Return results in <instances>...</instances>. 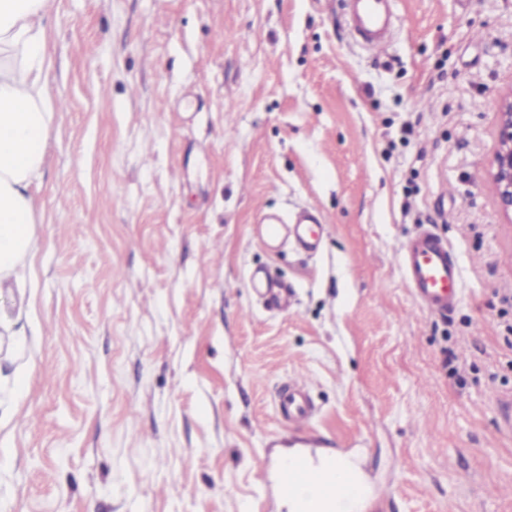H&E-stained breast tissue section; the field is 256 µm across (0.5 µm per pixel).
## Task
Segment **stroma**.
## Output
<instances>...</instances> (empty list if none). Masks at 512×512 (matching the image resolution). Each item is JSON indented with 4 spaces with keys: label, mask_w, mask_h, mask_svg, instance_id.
I'll list each match as a JSON object with an SVG mask.
<instances>
[{
    "label": "stroma",
    "mask_w": 512,
    "mask_h": 512,
    "mask_svg": "<svg viewBox=\"0 0 512 512\" xmlns=\"http://www.w3.org/2000/svg\"><path fill=\"white\" fill-rule=\"evenodd\" d=\"M48 6L61 110L0 288V512H288L259 470L301 433L355 456L369 512H512V223L487 183L512 0H393L382 56L343 0ZM304 208L316 252L262 243L261 214ZM422 224L463 267L446 318L402 280ZM303 220L307 223L299 224L296 233L304 248L313 250L328 236V226L312 213H307ZM276 404L288 419V423L296 430L302 429L315 414V407L304 388V383L299 380L288 382L280 388Z\"/></svg>",
    "instance_id": "obj_1"
}]
</instances>
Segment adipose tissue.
Segmentation results:
<instances>
[{"mask_svg":"<svg viewBox=\"0 0 512 512\" xmlns=\"http://www.w3.org/2000/svg\"><path fill=\"white\" fill-rule=\"evenodd\" d=\"M48 0H0V280L29 250L33 184L59 110L48 89Z\"/></svg>","mask_w":512,"mask_h":512,"instance_id":"adipose-tissue-1","label":"adipose tissue"}]
</instances>
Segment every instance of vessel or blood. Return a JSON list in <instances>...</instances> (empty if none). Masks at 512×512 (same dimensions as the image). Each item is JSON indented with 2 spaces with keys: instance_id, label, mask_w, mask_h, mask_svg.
<instances>
[{
  "instance_id": "obj_1",
  "label": "vessel or blood",
  "mask_w": 512,
  "mask_h": 512,
  "mask_svg": "<svg viewBox=\"0 0 512 512\" xmlns=\"http://www.w3.org/2000/svg\"><path fill=\"white\" fill-rule=\"evenodd\" d=\"M346 2L354 30L364 46L374 52L383 51L394 26L390 0ZM296 233L304 248L312 250L327 237L328 227L309 213ZM399 265L405 286L426 311L445 316L460 305L464 294L461 262L448 241L432 229L422 228L402 244ZM276 404L298 430L315 414V407L299 381L281 387ZM261 477L273 501L300 497L305 489L310 490L312 497L343 503L363 496L356 476L337 474L335 452L322 448L320 440L311 437L292 447L272 450L269 461L261 468Z\"/></svg>"
}]
</instances>
